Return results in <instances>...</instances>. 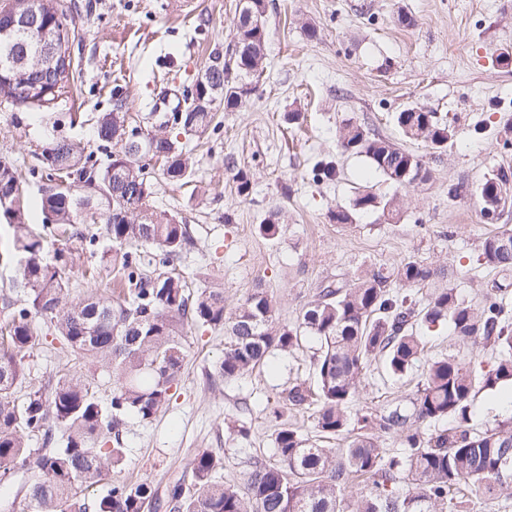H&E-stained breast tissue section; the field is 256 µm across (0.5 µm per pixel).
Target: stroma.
Listing matches in <instances>:
<instances>
[{
	"mask_svg": "<svg viewBox=\"0 0 512 512\" xmlns=\"http://www.w3.org/2000/svg\"><path fill=\"white\" fill-rule=\"evenodd\" d=\"M71 53L82 78L80 101L64 99L47 110L0 105V160L13 162L34 202L47 182L41 152L69 139L104 168L111 146L95 138L99 116L122 88L131 127L151 130L147 106L161 85L193 89L209 52L227 47L236 32L239 0H75ZM267 68L246 105L218 112L194 156L187 183L164 180L159 162L146 160L152 203L185 224L194 241L176 264L191 292L217 287L235 308L255 287L276 303L280 323L293 325L301 306L329 281L367 268H390L412 258L444 270L466 300H476L495 272L481 245L493 232L483 223L477 186L499 170L512 172V0H267ZM316 28L317 37L306 34ZM419 106L436 112L453 132L442 155L406 138L393 116ZM299 113L291 124L290 113ZM361 123L417 156L429 168L427 184L396 190L369 175L365 158L342 152L339 130ZM334 162L335 181L314 179L313 166ZM252 185L239 196L235 176ZM398 197L401 213H359L354 223L332 220L362 191ZM281 212L280 232L269 239L258 226ZM71 253L69 297L110 289L112 243L95 246L48 235L45 258ZM180 375L167 404L148 422L130 418L123 465L116 482L149 481L165 489L189 460L208 449L224 460L217 480L244 482L254 457L275 459V430L268 402L298 380L312 377L317 344L275 353L276 372L258 370L224 381L215 365L224 354V332L185 324ZM26 384L45 386L61 370L78 369L55 336L24 358ZM416 375L392 381L376 367L364 370L357 407L408 404ZM249 433L240 436L237 426Z\"/></svg>",
	"mask_w": 512,
	"mask_h": 512,
	"instance_id": "35a3bbf8",
	"label": "stroma"
}]
</instances>
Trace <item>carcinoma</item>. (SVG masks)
Instances as JSON below:
<instances>
[{
	"mask_svg": "<svg viewBox=\"0 0 512 512\" xmlns=\"http://www.w3.org/2000/svg\"><path fill=\"white\" fill-rule=\"evenodd\" d=\"M42 25L66 48L75 36L61 0H32ZM252 17L241 20L227 49L209 55L203 89L195 90L181 112L164 116L152 131L153 156L165 162L162 176L178 182L191 175L190 162L163 128L186 136L203 135L214 120V107L202 93L222 87L224 111L241 108L254 91L252 78L263 72L267 29L256 25L266 0H251ZM17 52L34 59L39 40L24 30L0 42V56ZM80 70L68 62L52 86L38 84L39 74L20 75L0 68V103L48 109L73 96ZM112 111L96 125L97 139L117 150L108 165L95 169L91 155L77 142L61 140L43 149L45 168L59 182L41 192L44 228L67 231L104 221L113 253L109 268L121 290L117 297L92 295L68 300L66 271L73 258L58 251L43 258L44 238L26 223L24 188L13 165L0 162V185L15 191L14 204L0 206V220L14 229L12 248L19 256L21 288L0 294V485L12 470L36 469L40 479L27 490V512H143L157 499L148 482H116L105 494L95 486L124 460L122 428L126 419H152L166 405L180 374L182 343L178 324L191 321L224 329V356L218 375L239 379L269 366L271 351L292 353L312 337L319 348L310 360L313 383L295 382L282 391L268 415L277 423L274 463L255 458L246 481L218 483L213 475L222 458L208 450L189 462L190 483L175 479L166 487V512H466L473 494L512 508V420L483 431L470 426L471 405L482 391L512 387V232L496 231L482 242L484 263L498 278L480 301L461 299L452 288H435L443 273L408 259L390 271L366 270L350 281H332L306 302L294 326L282 325L275 302L262 287L251 290L229 312L224 289L192 294L174 262L190 244L185 225L151 205L153 184L133 149L136 130L125 125L126 98L113 89ZM404 134L440 151L447 147L448 124L424 107L396 115ZM340 148L368 158L371 168L393 186L409 189L429 180V171L411 153L351 121L339 130ZM512 176L501 171L478 187L482 217L499 219L512 203ZM382 208L392 215L394 200L381 202L358 194L353 210L332 214L351 224L354 212ZM449 330L455 354L430 358L424 337ZM49 330L73 355L101 363L115 375L109 400L99 395L89 374L66 371L49 390L33 389L24 401L16 390L25 380L24 357L42 345ZM482 348L485 358L464 351ZM378 362L402 378L421 365L411 408L388 405L352 412L363 370ZM315 409L317 437L344 439L340 448H322L284 420L291 410ZM452 420L450 427L430 426ZM112 445L97 444L100 434ZM41 436L42 447L28 440ZM395 437L400 449L381 447Z\"/></svg>",
	"mask_w": 512,
	"mask_h": 512,
	"instance_id": "obj_1",
	"label": "carcinoma"
}]
</instances>
